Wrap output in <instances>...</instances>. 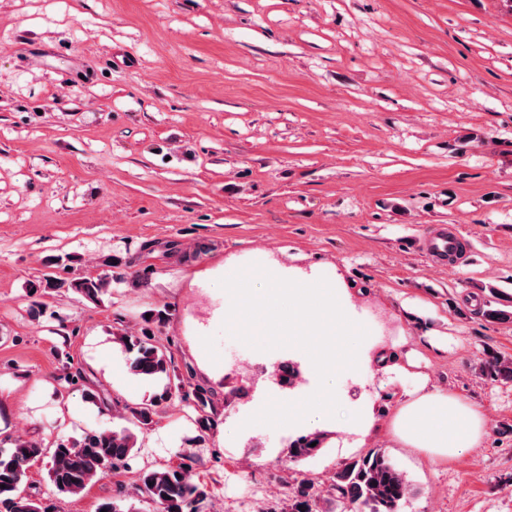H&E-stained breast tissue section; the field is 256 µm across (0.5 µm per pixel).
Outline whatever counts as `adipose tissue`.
<instances>
[{
    "label": "adipose tissue",
    "instance_id": "obj_1",
    "mask_svg": "<svg viewBox=\"0 0 512 512\" xmlns=\"http://www.w3.org/2000/svg\"><path fill=\"white\" fill-rule=\"evenodd\" d=\"M484 426L483 417L459 398L426 392L404 404L392 430L405 444L447 459L472 447Z\"/></svg>",
    "mask_w": 512,
    "mask_h": 512
}]
</instances>
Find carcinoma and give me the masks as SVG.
<instances>
[{
	"mask_svg": "<svg viewBox=\"0 0 512 512\" xmlns=\"http://www.w3.org/2000/svg\"><path fill=\"white\" fill-rule=\"evenodd\" d=\"M108 270L97 275L73 279L48 275L45 285H30V295L39 290L71 289L90 300H97L112 280V269L117 260L104 261ZM487 300L479 314L498 322L512 321V305L500 302L501 294L495 288L489 289ZM119 344L131 355V370L144 380L165 379L162 392L140 403L125 407V419L129 426L120 431H93L77 441H61L53 450L42 447L33 439L15 438L11 448H0V512H50L36 494L20 490L27 477L30 462L46 457L47 475L56 491L70 496H79L94 483L105 470L116 464H126L135 448L133 430L142 432L155 424L157 407L171 399L172 390L180 389L183 379L176 374L172 360L162 345L152 337L121 336ZM482 372L493 381L512 382V357L490 354L485 359ZM196 406L201 415L198 423L201 431L210 426L207 409L211 408L208 392L199 389L194 394ZM316 446H311V443ZM324 438L320 434L300 435L289 444V454L299 461L316 455L323 448ZM140 490L160 512H200L199 505L208 497L209 489L203 482H194L189 466L164 467L144 471L140 474ZM409 494L405 475L389 460L382 449H375L365 455L345 461L336 471L331 485V495L336 508H349L353 512H398L402 501ZM319 497L315 483L302 479L292 488L288 509L284 512H313V505Z\"/></svg>",
	"mask_w": 512,
	"mask_h": 512,
	"instance_id": "obj_1",
	"label": "carcinoma"
}]
</instances>
